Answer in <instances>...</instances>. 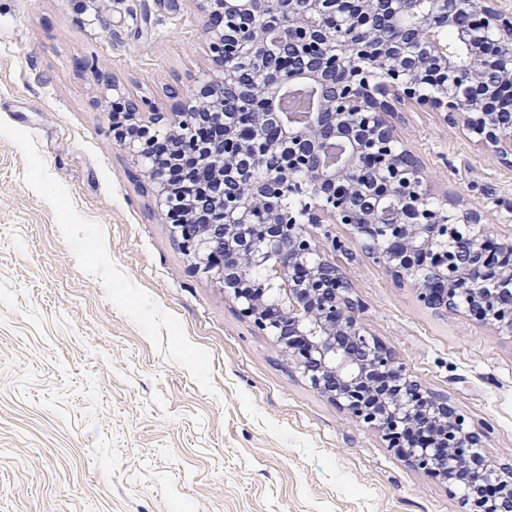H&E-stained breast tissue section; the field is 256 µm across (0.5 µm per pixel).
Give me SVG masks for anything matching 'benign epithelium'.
<instances>
[{
  "instance_id": "obj_1",
  "label": "benign epithelium",
  "mask_w": 512,
  "mask_h": 512,
  "mask_svg": "<svg viewBox=\"0 0 512 512\" xmlns=\"http://www.w3.org/2000/svg\"><path fill=\"white\" fill-rule=\"evenodd\" d=\"M217 53L220 76L198 81L184 108L169 117L143 119L138 111L112 121L125 146L141 159L167 214L176 203L157 160L153 129L193 152L194 165L213 173L204 194L224 208L226 224H174L198 268L274 336L291 366L313 389L352 419L377 429L390 445L418 426L429 433L403 450L448 488L465 469L471 481L463 500L479 497L495 478L498 492L481 499L479 512H512V466L494 468L478 451L480 432L448 404V397L411 378L397 354L362 325V300L348 268L324 256L353 255L358 247L381 261L395 283L416 288L424 306L473 317L512 338V236L488 231L483 212L461 209L452 197L432 193L422 161L396 135L398 107L414 103L461 127L477 145L512 167V121L501 101L512 96V11L502 0H432L419 13L413 45L399 48L374 31L362 34L375 0L340 9L343 0H268L280 32L296 37L300 68L279 55L263 19L246 33L239 18L254 14V0H197ZM449 30L465 57L448 51L438 32ZM259 69L244 90L240 119H224V86L236 82L246 61ZM280 79L271 82L265 65ZM305 82L318 93L310 121L285 124L274 111L284 88ZM283 155L278 172L263 160ZM247 160L250 178L240 194L224 195V178L237 177ZM296 197L288 209L282 201ZM267 214L259 236L251 219ZM342 224L349 236L336 235ZM319 229L314 234L311 229ZM467 241V253L456 248Z\"/></svg>"
}]
</instances>
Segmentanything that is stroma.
<instances>
[{"label":"stroma","instance_id":"stroma-1","mask_svg":"<svg viewBox=\"0 0 512 512\" xmlns=\"http://www.w3.org/2000/svg\"><path fill=\"white\" fill-rule=\"evenodd\" d=\"M217 73L196 0H0V512H463L197 268L118 141L107 80L171 112ZM400 116L434 190L512 232V168ZM349 270L367 330L512 464V338Z\"/></svg>","mask_w":512,"mask_h":512}]
</instances>
